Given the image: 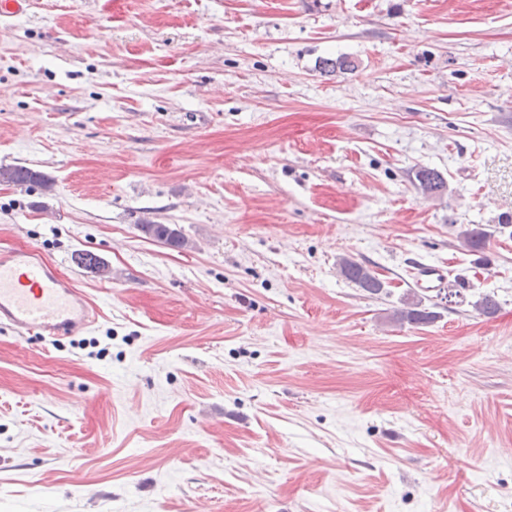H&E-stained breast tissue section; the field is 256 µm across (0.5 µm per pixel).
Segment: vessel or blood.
<instances>
[{"label":"vessel or blood","instance_id":"b4317fda","mask_svg":"<svg viewBox=\"0 0 512 512\" xmlns=\"http://www.w3.org/2000/svg\"><path fill=\"white\" fill-rule=\"evenodd\" d=\"M422 291L441 290L447 283L444 269L415 265L411 271ZM97 310L41 252L22 247L0 252V325L21 333L64 337L90 326Z\"/></svg>","mask_w":512,"mask_h":512}]
</instances>
